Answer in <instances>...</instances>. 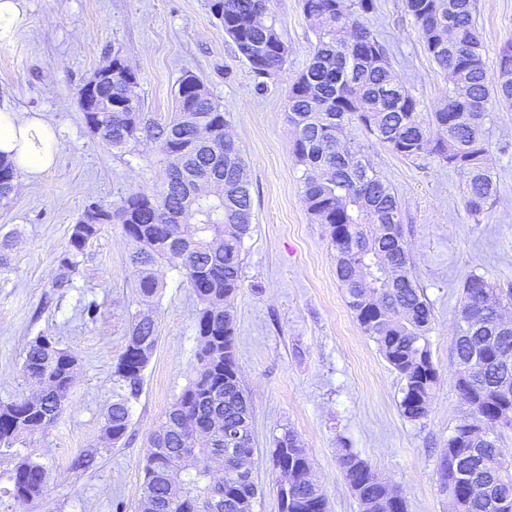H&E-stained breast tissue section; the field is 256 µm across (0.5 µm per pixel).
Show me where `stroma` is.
<instances>
[{
    "label": "stroma",
    "mask_w": 512,
    "mask_h": 512,
    "mask_svg": "<svg viewBox=\"0 0 512 512\" xmlns=\"http://www.w3.org/2000/svg\"><path fill=\"white\" fill-rule=\"evenodd\" d=\"M377 4L369 24L389 46L395 72L426 107H434L446 88L413 19L402 0ZM477 5L485 57L492 63L500 46L512 41V0ZM25 10V23L0 40V96L53 127L55 160L37 179L19 177L10 204L0 205V241L11 243L0 269V403L28 392L22 362L35 337H53L77 365L65 410L19 448L47 470L43 496L25 505L0 496V512H136L147 439L197 364L192 289L165 262L160 295L144 304L119 225H105L90 240L71 287L54 286L70 228L86 204L158 192L165 177L153 141L115 150L83 120L79 89L116 55L138 77L148 122L170 118L177 80L189 72L211 90L243 150L254 230L244 242V286L234 305L237 363L252 405L259 489L253 512H278L269 450L287 428L306 448L329 512H360L337 464L344 447L385 475L409 512H449L437 468L466 412L449 366L460 288L467 276L480 274L512 289V109L493 110L487 136L498 200L477 221L464 210L457 173L431 158H400L359 129L348 130L401 200L414 272L433 305L427 341L439 382L427 417L412 421L400 410L401 378L346 306L325 227L312 221L302 200L285 112L288 79L306 66L315 42L300 0L269 2L268 16L289 55L285 76L263 92L206 0H26ZM88 301L98 305L96 318L82 313ZM148 309L158 320L160 341L132 405L128 434L102 449L94 469L72 471L71 459L101 437L129 324Z\"/></svg>",
    "instance_id": "35a3bbf8"
}]
</instances>
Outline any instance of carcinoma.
<instances>
[{
  "label": "carcinoma",
  "mask_w": 512,
  "mask_h": 512,
  "mask_svg": "<svg viewBox=\"0 0 512 512\" xmlns=\"http://www.w3.org/2000/svg\"><path fill=\"white\" fill-rule=\"evenodd\" d=\"M268 2L208 0L235 52L260 78V91L285 73L288 63V46L275 22L259 18L268 12ZM375 10L376 0H302L304 15L314 23L315 43L306 68L289 81L290 152L302 171L306 210L327 228L345 303L400 376L403 416L417 421L427 417L438 381L426 344L433 307L413 275L398 195L369 166L362 147L344 140L343 131L356 125L397 155L433 157L457 172L464 180V209L479 220L498 197L485 133L493 105L512 107V43L500 48L491 73L476 0H404L425 54L448 83L444 103L425 112L396 74L389 46L369 26ZM137 88L124 60L112 57V81L99 91L95 122L103 123L106 144L116 150L144 137L155 140L167 162L163 187L156 195L130 194L113 204L97 202L94 210L84 208L71 227L54 287H70V273L87 242L103 226L118 224L130 244L128 263L142 301L152 302L163 287L156 267L164 261L173 263L193 289L199 303L196 375L150 436L138 505L139 512H191L208 486L209 465L192 466L178 482L169 479V458L194 444V433L180 424L178 414L185 410L200 421L220 420L213 446L224 427L252 420L250 400L233 379L234 300L244 286V241L253 231L251 185L241 148L225 137L229 121L197 76L186 73L178 80L176 112L161 125L145 121ZM18 177L16 166L0 157L1 205L11 201ZM505 303L512 304L511 289L497 292L477 274L465 279L450 366L468 413L448 437V452L439 464L442 484L452 487L453 512H504L496 506L504 500L512 510V463L499 450L501 431L512 430V423L502 427L497 422L501 401L512 399V329L497 328ZM128 336L102 421L101 439L108 445L128 433L131 404L142 392L144 370L159 341L158 322L139 313ZM76 365L72 353L51 337L29 342L23 374L34 389L0 403V450H11L57 419ZM480 417L498 429L494 438L460 443L469 419ZM270 454L288 468V512H328L323 491L310 479L312 461L298 436L286 430L274 437ZM99 455V446H90L73 459L71 470L92 468ZM338 466L360 512H409L406 500L393 504L395 487L352 449L343 448ZM7 481L0 494L26 504L42 496L47 474L25 456ZM257 494L255 478H226L224 512H252Z\"/></svg>",
  "instance_id": "obj_1"
}]
</instances>
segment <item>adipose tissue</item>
<instances>
[{"instance_id": "1", "label": "adipose tissue", "mask_w": 512, "mask_h": 512, "mask_svg": "<svg viewBox=\"0 0 512 512\" xmlns=\"http://www.w3.org/2000/svg\"><path fill=\"white\" fill-rule=\"evenodd\" d=\"M0 154L29 178H37L53 165L55 132L37 116L0 101Z\"/></svg>"}]
</instances>
